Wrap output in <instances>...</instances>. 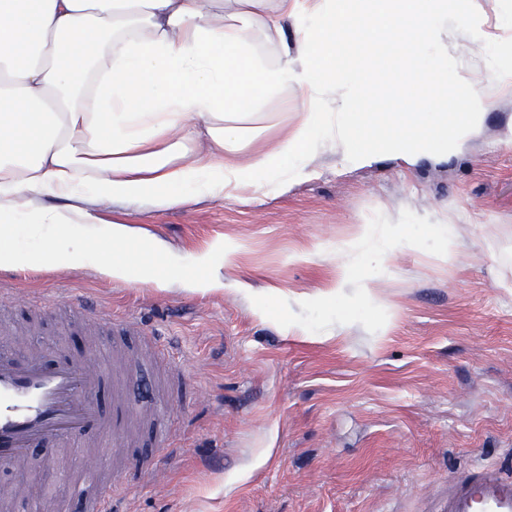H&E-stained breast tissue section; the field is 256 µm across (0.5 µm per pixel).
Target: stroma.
Segmentation results:
<instances>
[{"instance_id":"stroma-1","label":"stroma","mask_w":512,"mask_h":512,"mask_svg":"<svg viewBox=\"0 0 512 512\" xmlns=\"http://www.w3.org/2000/svg\"><path fill=\"white\" fill-rule=\"evenodd\" d=\"M447 2L449 72L512 71V0ZM482 91L490 108L445 155L327 152L309 180L249 202L197 190L185 206L101 209L178 259L167 283L53 270L26 240L25 265L0 263L18 293L79 292L137 316L197 390L172 404L166 446L139 449L146 472L115 488L118 512H435L449 477L512 469V85ZM443 224L466 239L446 247ZM364 229L391 244L386 262ZM203 254L210 291L185 285ZM354 276L369 294L336 292ZM34 342L92 346L56 312ZM83 466L38 450L0 468V489L21 488L12 512L48 497L80 512L70 479Z\"/></svg>"}]
</instances>
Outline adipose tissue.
I'll use <instances>...</instances> for the list:
<instances>
[{"label": "adipose tissue", "instance_id": "adipose-tissue-1", "mask_svg": "<svg viewBox=\"0 0 512 512\" xmlns=\"http://www.w3.org/2000/svg\"><path fill=\"white\" fill-rule=\"evenodd\" d=\"M349 2L0 0V262L23 260L9 220L24 212L47 266L140 281L153 246L69 201L171 207L189 203L191 186L255 197L310 177L317 150L355 163L402 153L431 119L450 122L436 111L448 78L468 104L465 139L489 100L448 74L445 0ZM393 27L398 54L423 60L429 79L401 118L392 96L374 94L375 141L355 113L374 96L358 72ZM294 87L306 113L290 126L275 106ZM47 197L57 206H41Z\"/></svg>", "mask_w": 512, "mask_h": 512}]
</instances>
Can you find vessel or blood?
<instances>
[{
  "label": "vessel or blood",
  "mask_w": 512,
  "mask_h": 512,
  "mask_svg": "<svg viewBox=\"0 0 512 512\" xmlns=\"http://www.w3.org/2000/svg\"><path fill=\"white\" fill-rule=\"evenodd\" d=\"M61 303L78 312L87 333L100 342L90 355L54 365L40 351L20 360L0 352V461L21 464L38 449L71 448L85 451V471L92 477L97 472V449L109 446L120 456L133 447V418L152 422L154 440L165 442L166 407L169 401L186 397L190 384L180 369H170L166 390L154 407L134 411L120 393L126 378L119 359L123 347L109 344L105 337L144 336L142 322L134 317H100L98 304L78 293L64 295ZM105 391L112 395L108 406L98 400ZM112 493L108 484L84 497V512H112ZM443 512H512V477L482 466L449 479Z\"/></svg>",
  "instance_id": "b4317fda"
}]
</instances>
